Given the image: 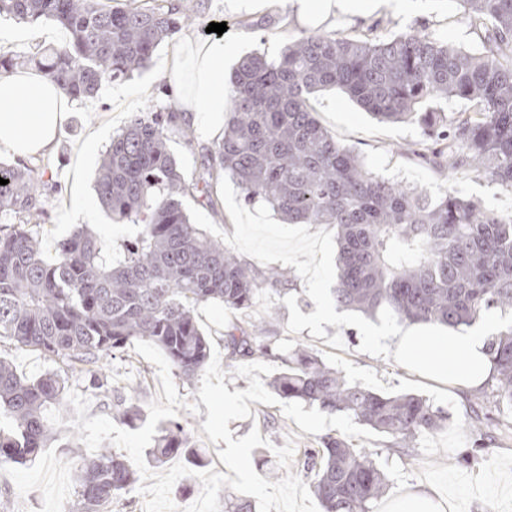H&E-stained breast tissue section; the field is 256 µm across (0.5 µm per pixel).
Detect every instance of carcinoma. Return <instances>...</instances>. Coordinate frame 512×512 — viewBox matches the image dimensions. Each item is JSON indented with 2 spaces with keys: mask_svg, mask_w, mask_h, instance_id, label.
I'll return each instance as SVG.
<instances>
[{
  "mask_svg": "<svg viewBox=\"0 0 512 512\" xmlns=\"http://www.w3.org/2000/svg\"><path fill=\"white\" fill-rule=\"evenodd\" d=\"M0 0V16L52 21L68 43L23 55L0 52V67L32 65L71 97L150 67L158 46L198 16L200 0ZM480 49L465 50L433 33L387 38L309 32L275 58L242 59L224 82L229 89L224 138L203 155L194 180L178 169L168 146L177 113L134 112L104 152L97 192L121 224L138 228L122 258L112 240L85 227L44 258L30 227L45 199L34 170L0 162V339L56 357L89 376L92 389L112 395L116 416H139L133 396L112 389L99 363L139 341L159 348L175 375L192 382L210 344L196 309L219 302L244 313L262 287H282L290 272L260 270L190 223L185 198L206 192L225 175L247 204L261 201L290 224H329L338 245L339 309L374 315L390 309L398 322L460 330L483 312H512V215L487 211L446 189L431 195L369 170L353 149L334 139L315 116L311 96L336 87L381 121L420 127L418 145L435 151L448 169L466 168L512 192V0H456ZM464 110L448 117L443 100ZM264 328L247 321L224 332L230 363L256 356L281 362L271 381L286 401L298 400L355 422L408 448L416 436L441 429L446 417L427 399L388 394L349 382L305 347L273 352ZM490 390L468 419L512 413V328L486 343ZM69 376H18L0 359V466L23 463L47 445L43 418L65 403ZM150 451L151 461L189 451L183 425L170 420ZM77 505L72 512H110L136 473L108 448L73 466ZM323 512H371L389 487L374 454L326 434L304 456Z\"/></svg>",
  "mask_w": 512,
  "mask_h": 512,
  "instance_id": "cac0c4a2",
  "label": "carcinoma"
}]
</instances>
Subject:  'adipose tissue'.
I'll list each match as a JSON object with an SVG mask.
<instances>
[{
    "mask_svg": "<svg viewBox=\"0 0 512 512\" xmlns=\"http://www.w3.org/2000/svg\"><path fill=\"white\" fill-rule=\"evenodd\" d=\"M224 41L185 38L164 71L173 82L179 110L204 139L224 137ZM75 101L42 75L0 68V152L27 158L52 152Z\"/></svg>",
    "mask_w": 512,
    "mask_h": 512,
    "instance_id": "1",
    "label": "adipose tissue"
}]
</instances>
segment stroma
I'll use <instances>...</instances> for the list:
<instances>
[{
    "label": "stroma",
    "instance_id": "stroma-1",
    "mask_svg": "<svg viewBox=\"0 0 512 512\" xmlns=\"http://www.w3.org/2000/svg\"><path fill=\"white\" fill-rule=\"evenodd\" d=\"M213 22L226 24L223 37L236 45L240 56L253 51L276 56L288 40L300 36L307 28L350 35L370 31L378 36L426 30L467 50L478 46L456 0H397L392 8L380 5L379 0H359L350 13L310 25L297 18L288 0H267L263 5L258 0H203L195 24L182 28L157 48L151 69L123 81L125 111L113 112L112 86L103 84L95 97L79 100L70 112L51 154L28 159L29 167L44 174L45 212L38 217L36 230L46 258L56 259L59 242L83 223L82 205L96 196V170L113 134L125 125L130 113L174 105L163 65L185 37H205ZM312 104L317 118L336 141L353 148L374 173L419 186L432 194L452 188L462 196L480 201L488 210L512 212V193L499 185L469 171L452 172L439 167L432 157L411 154L410 143L421 137L418 126L377 121L336 89L316 93ZM91 128L97 129L99 140L83 163H75L74 148ZM168 145L184 177L189 179L195 176L203 155L213 143L196 135L184 138L180 130L174 129L169 133ZM289 317L281 294L271 290L261 291L248 312L249 320L263 324L272 344L306 347L342 371L350 381L378 391L420 395L447 414L446 427L418 435L409 456L387 450L386 439L356 438L358 447L377 453L391 479L389 495L421 485L445 496L451 512H512V481L493 475L494 470L502 468L512 472V430L502 426L497 414L484 418L480 428H469L467 389L411 372L394 359L360 352L361 335L356 327L329 325L325 337L316 338L306 329L290 333ZM0 356L28 379L48 372L59 373L64 368L61 360L17 349L6 340L0 342ZM106 371L115 389L135 388L140 416L128 428H142L148 420L150 403L162 392L156 366L130 347L109 360ZM250 410L249 418L230 421L228 427L236 439L254 428L266 438L265 446L252 451V464L260 476H286V469L279 467L274 454L275 448L286 442L295 445L292 462L296 465L302 462L307 449L318 447L317 435L303 432L283 414L280 406L254 402ZM60 411L64 424L54 427L53 437L41 454L23 464L0 467V489L10 494L11 512H71L75 504L71 462L86 455L87 450L77 431L67 425L75 417L72 405H63ZM177 418L185 427L190 447L202 451L205 469L225 472L217 445L209 441L202 429L206 414L197 415L182 408Z\"/></svg>",
    "mask_w": 512,
    "mask_h": 512
}]
</instances>
